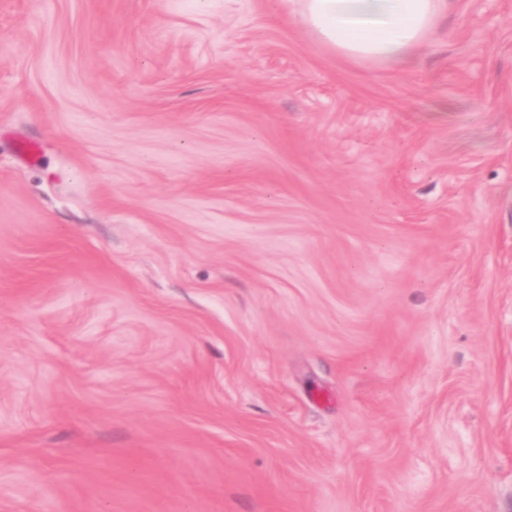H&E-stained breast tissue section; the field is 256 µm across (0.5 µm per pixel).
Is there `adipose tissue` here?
<instances>
[{"label":"adipose tissue","mask_w":512,"mask_h":512,"mask_svg":"<svg viewBox=\"0 0 512 512\" xmlns=\"http://www.w3.org/2000/svg\"><path fill=\"white\" fill-rule=\"evenodd\" d=\"M301 21L322 47L364 65L405 68L447 0H301Z\"/></svg>","instance_id":"adipose-tissue-1"}]
</instances>
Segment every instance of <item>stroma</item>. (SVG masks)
I'll return each instance as SVG.
<instances>
[{
    "label": "stroma",
    "mask_w": 512,
    "mask_h": 512,
    "mask_svg": "<svg viewBox=\"0 0 512 512\" xmlns=\"http://www.w3.org/2000/svg\"><path fill=\"white\" fill-rule=\"evenodd\" d=\"M297 10L0 0V512H512V0ZM322 47L358 64L406 68L448 9L447 0H300Z\"/></svg>",
    "instance_id": "1"
}]
</instances>
